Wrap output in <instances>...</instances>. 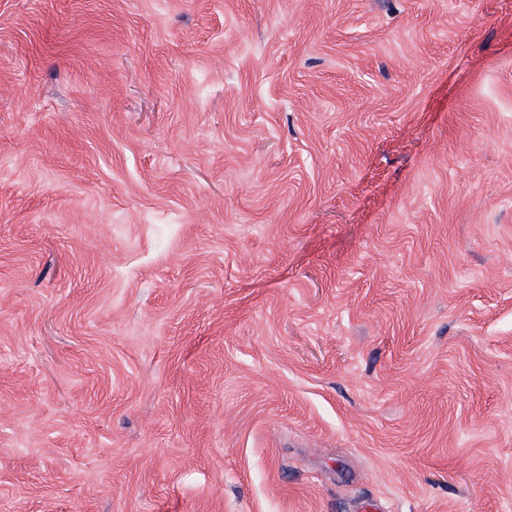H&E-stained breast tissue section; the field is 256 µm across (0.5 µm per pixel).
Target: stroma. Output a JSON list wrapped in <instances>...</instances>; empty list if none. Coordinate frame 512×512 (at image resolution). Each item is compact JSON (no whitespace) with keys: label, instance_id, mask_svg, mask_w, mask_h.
<instances>
[{"label":"stroma","instance_id":"35a3bbf8","mask_svg":"<svg viewBox=\"0 0 512 512\" xmlns=\"http://www.w3.org/2000/svg\"><path fill=\"white\" fill-rule=\"evenodd\" d=\"M0 512H512V0H0Z\"/></svg>","mask_w":512,"mask_h":512}]
</instances>
